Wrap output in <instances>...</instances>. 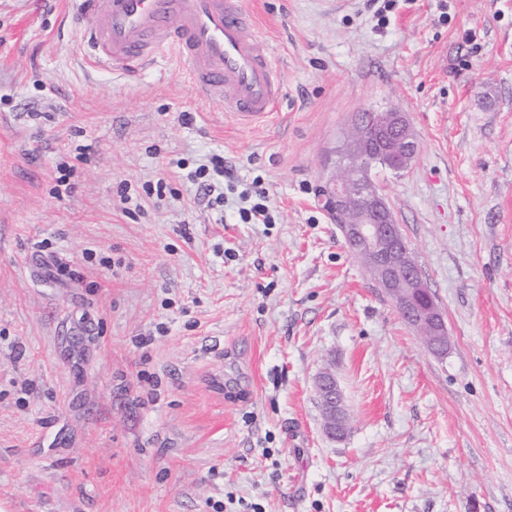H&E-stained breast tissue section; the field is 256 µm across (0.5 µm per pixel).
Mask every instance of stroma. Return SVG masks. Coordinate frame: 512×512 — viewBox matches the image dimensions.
Listing matches in <instances>:
<instances>
[{
  "instance_id": "obj_1",
  "label": "stroma",
  "mask_w": 512,
  "mask_h": 512,
  "mask_svg": "<svg viewBox=\"0 0 512 512\" xmlns=\"http://www.w3.org/2000/svg\"><path fill=\"white\" fill-rule=\"evenodd\" d=\"M245 2L283 125L238 126L174 58L89 66L67 0H0V506L512 512V0H396L382 23L366 0ZM393 107L420 149L378 182L441 357L320 203L359 114ZM215 153L264 180L274 223L198 191ZM315 391L323 415V432L329 440L344 437L347 429V411L336 376L330 371L321 372L315 381Z\"/></svg>"
}]
</instances>
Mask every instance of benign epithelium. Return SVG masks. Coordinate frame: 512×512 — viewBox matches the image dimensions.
<instances>
[{
    "instance_id": "1",
    "label": "benign epithelium",
    "mask_w": 512,
    "mask_h": 512,
    "mask_svg": "<svg viewBox=\"0 0 512 512\" xmlns=\"http://www.w3.org/2000/svg\"><path fill=\"white\" fill-rule=\"evenodd\" d=\"M419 141L408 113L372 112L343 142L336 174L323 187L326 207L339 224L349 250L361 261L411 327L425 333V345L437 356L448 350V327L416 263L374 171L395 173L411 166ZM315 391L323 432L332 441L344 437L347 411L336 376L321 372Z\"/></svg>"
}]
</instances>
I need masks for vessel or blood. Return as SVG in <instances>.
<instances>
[{"instance_id": "vessel-or-blood-1", "label": "vessel or blood", "mask_w": 512, "mask_h": 512, "mask_svg": "<svg viewBox=\"0 0 512 512\" xmlns=\"http://www.w3.org/2000/svg\"><path fill=\"white\" fill-rule=\"evenodd\" d=\"M78 46L94 67L135 72L172 53L199 96L239 122L266 120L282 93L280 71L262 52L242 0H70Z\"/></svg>"}]
</instances>
